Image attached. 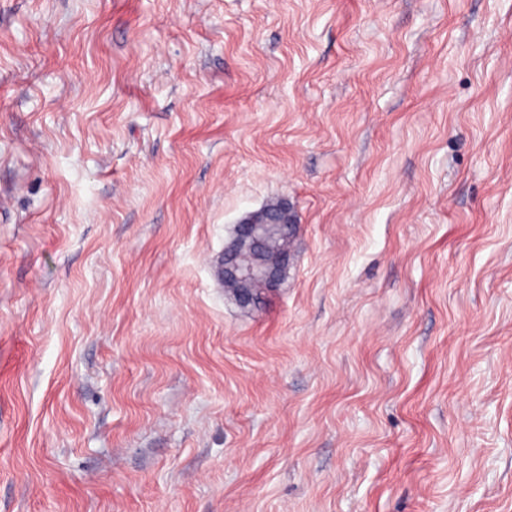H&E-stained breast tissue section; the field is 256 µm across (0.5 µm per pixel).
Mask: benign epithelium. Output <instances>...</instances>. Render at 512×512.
<instances>
[{
    "mask_svg": "<svg viewBox=\"0 0 512 512\" xmlns=\"http://www.w3.org/2000/svg\"><path fill=\"white\" fill-rule=\"evenodd\" d=\"M294 222L288 203L279 207L262 209L240 222L236 244L224 255V280L238 285V295L243 300L251 297L253 281L260 277L270 285L277 276V264L271 263L254 270L239 262L241 252L246 250L253 255H260L265 249V232L267 229L284 228Z\"/></svg>",
    "mask_w": 512,
    "mask_h": 512,
    "instance_id": "1",
    "label": "benign epithelium"
}]
</instances>
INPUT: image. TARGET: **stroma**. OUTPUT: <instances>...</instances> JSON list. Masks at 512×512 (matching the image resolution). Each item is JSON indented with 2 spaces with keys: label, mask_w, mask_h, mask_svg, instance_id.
Masks as SVG:
<instances>
[{
  "label": "stroma",
  "mask_w": 512,
  "mask_h": 512,
  "mask_svg": "<svg viewBox=\"0 0 512 512\" xmlns=\"http://www.w3.org/2000/svg\"><path fill=\"white\" fill-rule=\"evenodd\" d=\"M509 59L512 0H0V512H512ZM294 218L288 203L284 202L280 207L262 209L253 213L240 222L236 244L229 248L224 255V283L227 288L236 292L242 300H249L253 281L258 277L264 280L266 285H271L277 276V264L271 263L262 266L255 271L251 266H244L239 262L241 252L248 251L253 255H260L265 249V232L268 228H284L286 224H293ZM232 281V282H227Z\"/></svg>",
  "instance_id": "obj_1"
}]
</instances>
